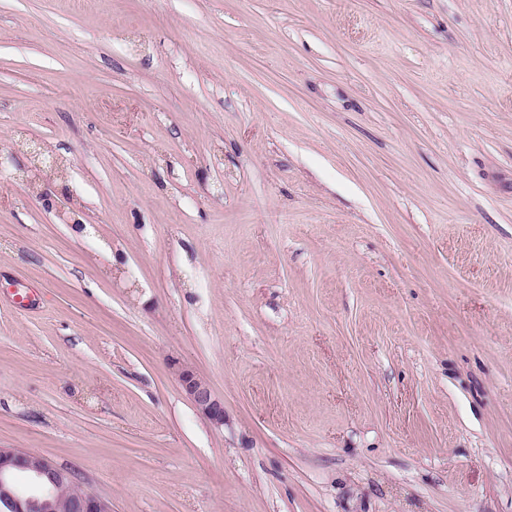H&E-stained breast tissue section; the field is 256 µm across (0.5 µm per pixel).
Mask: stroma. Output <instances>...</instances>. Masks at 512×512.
Listing matches in <instances>:
<instances>
[{
	"label": "stroma",
	"instance_id": "35a3bbf8",
	"mask_svg": "<svg viewBox=\"0 0 512 512\" xmlns=\"http://www.w3.org/2000/svg\"><path fill=\"white\" fill-rule=\"evenodd\" d=\"M0 446L112 512H512V0H0ZM175 375L187 398L213 426L224 425V402L213 393L208 382L191 366L176 367Z\"/></svg>",
	"mask_w": 512,
	"mask_h": 512
}]
</instances>
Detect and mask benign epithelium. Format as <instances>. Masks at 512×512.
<instances>
[{
  "label": "benign epithelium",
  "instance_id": "7a95c632",
  "mask_svg": "<svg viewBox=\"0 0 512 512\" xmlns=\"http://www.w3.org/2000/svg\"><path fill=\"white\" fill-rule=\"evenodd\" d=\"M175 375L187 398L213 426H224V401L192 367L180 365ZM24 472L31 487L23 490L14 476ZM75 482L73 472L21 448L0 447V512H112V503L86 490L71 498L64 487Z\"/></svg>",
  "mask_w": 512,
  "mask_h": 512
}]
</instances>
